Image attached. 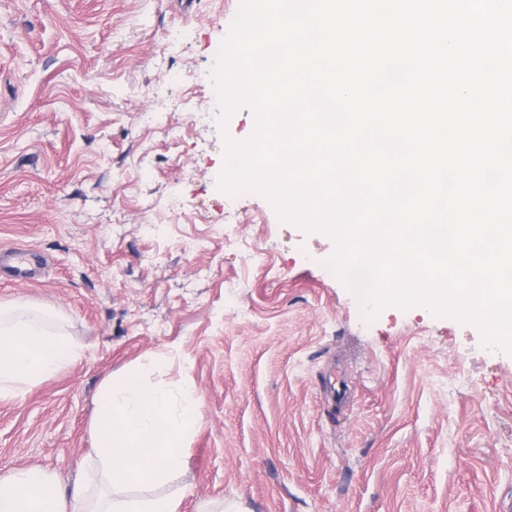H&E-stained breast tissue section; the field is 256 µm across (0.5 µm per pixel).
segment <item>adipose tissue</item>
<instances>
[{"label": "adipose tissue", "instance_id": "adipose-tissue-1", "mask_svg": "<svg viewBox=\"0 0 512 512\" xmlns=\"http://www.w3.org/2000/svg\"><path fill=\"white\" fill-rule=\"evenodd\" d=\"M77 358L75 346L51 330L49 315L0 309V398L18 395Z\"/></svg>", "mask_w": 512, "mask_h": 512}]
</instances>
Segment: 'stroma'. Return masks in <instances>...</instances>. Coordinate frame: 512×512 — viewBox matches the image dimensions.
<instances>
[{
    "mask_svg": "<svg viewBox=\"0 0 512 512\" xmlns=\"http://www.w3.org/2000/svg\"><path fill=\"white\" fill-rule=\"evenodd\" d=\"M239 3L0 0V250L36 260L23 282L0 270V307L54 313L81 352L0 399V474L99 495L96 400L138 370L199 396L179 512H494L512 353L424 306L366 316L333 238L220 188L227 141L256 126L210 77Z\"/></svg>",
    "mask_w": 512,
    "mask_h": 512,
    "instance_id": "1",
    "label": "stroma"
}]
</instances>
